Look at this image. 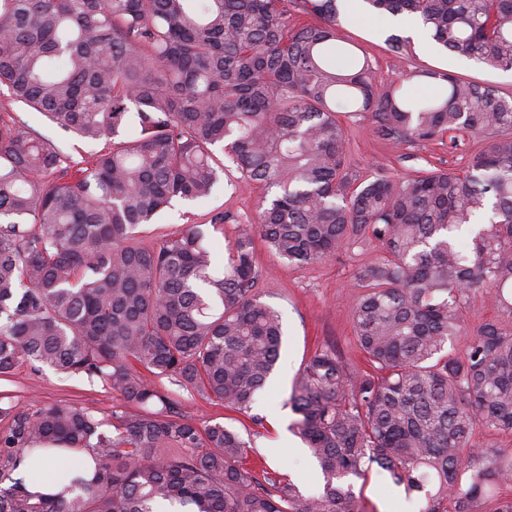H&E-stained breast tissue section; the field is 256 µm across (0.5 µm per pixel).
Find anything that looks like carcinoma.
I'll use <instances>...</instances> for the list:
<instances>
[{"label":"carcinoma","instance_id":"obj_1","mask_svg":"<svg viewBox=\"0 0 512 512\" xmlns=\"http://www.w3.org/2000/svg\"><path fill=\"white\" fill-rule=\"evenodd\" d=\"M365 2L419 17L458 56L512 69V0ZM338 17V0H0V91L103 143L83 163L0 119V376L49 367L125 405L110 420L73 403L0 406V512H364L351 478L374 467L423 495V512H475L483 500L512 512V448L474 442L479 426L512 434V98L435 70L381 85L369 60L336 44ZM423 77L441 92L411 95L405 83ZM362 121L391 148L451 132L480 145L459 172L363 175L346 160L348 125ZM234 172L270 196L222 272L207 235L227 214L138 238ZM258 239L302 266L380 250L354 272L367 369L352 377L322 347L288 398L289 429L323 475L316 496L245 466L238 432L199 426L144 376L262 424L252 404L283 332L260 301ZM474 290L498 314L471 330ZM49 446L89 459L57 493H33L16 471Z\"/></svg>","mask_w":512,"mask_h":512}]
</instances>
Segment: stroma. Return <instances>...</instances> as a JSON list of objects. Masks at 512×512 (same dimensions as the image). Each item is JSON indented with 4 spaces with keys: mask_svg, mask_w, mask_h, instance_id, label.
Wrapping results in <instances>:
<instances>
[{
    "mask_svg": "<svg viewBox=\"0 0 512 512\" xmlns=\"http://www.w3.org/2000/svg\"><path fill=\"white\" fill-rule=\"evenodd\" d=\"M393 32L385 16L374 14L366 22L344 15L338 18L337 35L341 45L357 57L368 58L379 81L386 83L412 72L438 70L492 85L503 95L512 96V70L491 69L441 48L427 51L413 41L408 42L402 55L396 56L386 44L387 36ZM4 112L21 117L75 159H90L100 149L99 144L80 140L58 129L40 113L0 95V114ZM349 138L348 163L364 173L378 167L394 174L432 166L461 170L465 167L467 153L478 145L477 138L464 134L459 138L458 148L451 149L436 141L419 151L417 158L409 160L376 140L368 123L352 126ZM265 193V188L254 182L223 179L209 197L177 202L154 223L139 227L138 232L145 241L154 242L159 236L176 232L185 225L205 223L211 214H230L232 222L225 224L223 231L210 235L215 263L220 266L224 263L227 243L234 238L239 225L254 222L256 206ZM377 253V247L371 246L311 266L294 267L269 253L264 245H257L260 297L280 313L284 330L278 366L253 406L254 414L263 419L262 425H254L244 416L233 417L223 403L207 400L169 378H160L159 386L182 403L197 423H221L250 440L252 449L248 463L262 461L269 468L279 470L303 495L320 493L323 479L316 461L307 448L288 447L284 439L294 419L288 398L306 359L316 348H334L350 374L364 369L352 321L353 273L359 264L373 260ZM3 396L32 412L55 404L78 403L101 418L110 417L121 404L120 399L101 384L58 374L48 368L36 371L26 363L17 367L10 380L0 381V397Z\"/></svg>",
    "mask_w": 512,
    "mask_h": 512,
    "instance_id": "obj_1",
    "label": "stroma"
}]
</instances>
